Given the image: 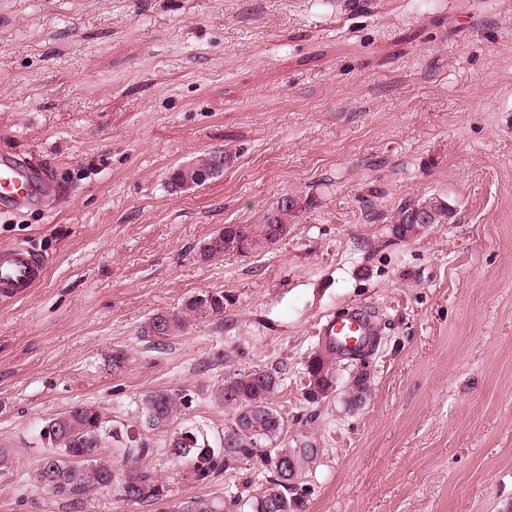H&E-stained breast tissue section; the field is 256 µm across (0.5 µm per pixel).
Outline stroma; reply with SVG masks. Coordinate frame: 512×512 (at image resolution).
Wrapping results in <instances>:
<instances>
[{
  "label": "stroma",
  "instance_id": "obj_1",
  "mask_svg": "<svg viewBox=\"0 0 512 512\" xmlns=\"http://www.w3.org/2000/svg\"><path fill=\"white\" fill-rule=\"evenodd\" d=\"M221 148L203 185L173 168ZM66 189L52 211L0 214V247L46 264L0 301V512H156L118 491L36 487L42 420L78 403L132 422L144 394L187 389L149 431L174 499L239 497L267 473L236 463L182 478L165 443L218 437L213 393L255 367L281 378L288 445L318 448L302 512H512V0H0V151ZM294 196L269 250L206 260L200 245ZM431 197L446 224L398 238ZM223 291L224 316L164 347L153 314ZM367 305L381 329L343 359L334 396L305 397L321 318ZM124 350L122 371L110 362ZM367 373L368 390L347 389ZM418 211H424L427 213L430 224H446L451 218V212L448 205L444 202L434 198L424 200L413 208L404 210L401 215H399L397 223L406 224V227H401L399 229V234L397 233L398 237L406 238L418 233V230L422 225L413 224L414 212Z\"/></svg>",
  "mask_w": 512,
  "mask_h": 512
}]
</instances>
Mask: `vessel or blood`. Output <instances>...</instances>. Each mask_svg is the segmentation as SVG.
Returning a JSON list of instances; mask_svg holds the SVG:
<instances>
[{
  "instance_id": "vessel-or-blood-1",
  "label": "vessel or blood",
  "mask_w": 512,
  "mask_h": 512,
  "mask_svg": "<svg viewBox=\"0 0 512 512\" xmlns=\"http://www.w3.org/2000/svg\"><path fill=\"white\" fill-rule=\"evenodd\" d=\"M62 194V189L44 171L29 167L19 153H0V208L35 207L59 199ZM44 276V261L25 246L0 247L1 299L22 296ZM378 333L374 315L363 306L338 317H325L316 328L322 347L333 348L340 354L365 346L369 337Z\"/></svg>"
}]
</instances>
